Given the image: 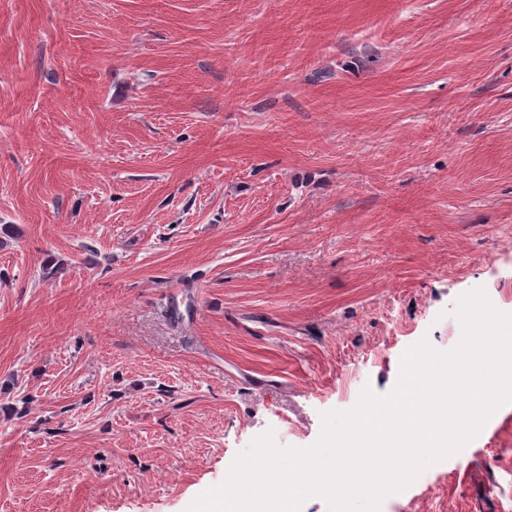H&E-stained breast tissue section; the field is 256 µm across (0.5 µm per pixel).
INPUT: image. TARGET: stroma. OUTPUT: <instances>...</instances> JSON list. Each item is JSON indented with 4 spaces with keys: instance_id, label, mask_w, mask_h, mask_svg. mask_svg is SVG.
<instances>
[{
    "instance_id": "1",
    "label": "stroma",
    "mask_w": 512,
    "mask_h": 512,
    "mask_svg": "<svg viewBox=\"0 0 512 512\" xmlns=\"http://www.w3.org/2000/svg\"><path fill=\"white\" fill-rule=\"evenodd\" d=\"M3 224L0 512H186L512 313V0H0ZM381 512H512V404Z\"/></svg>"
}]
</instances>
